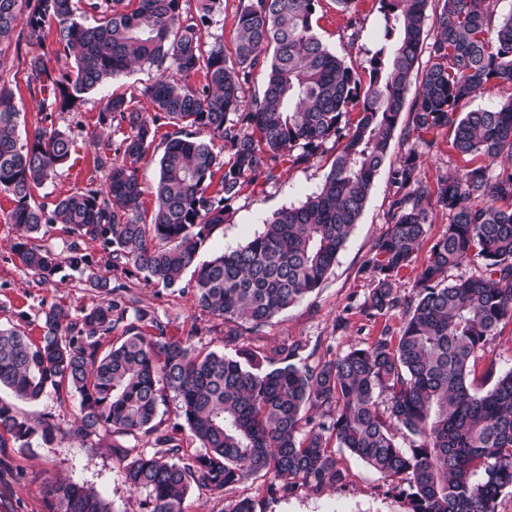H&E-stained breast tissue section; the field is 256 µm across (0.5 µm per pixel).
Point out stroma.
I'll use <instances>...</instances> for the list:
<instances>
[{
	"label": "stroma",
	"mask_w": 512,
	"mask_h": 512,
	"mask_svg": "<svg viewBox=\"0 0 512 512\" xmlns=\"http://www.w3.org/2000/svg\"><path fill=\"white\" fill-rule=\"evenodd\" d=\"M359 29L348 28L344 13L334 0H320L315 18V31L332 52L343 55L349 65L359 68L380 48L384 31L378 0H358ZM153 69H135L120 74L103 88L88 94L73 111L53 115L57 127L70 133L75 151L72 165L58 171L37 193L36 199L49 203L84 186L88 180L104 184L103 172L94 168V144L107 140L110 130L102 126L99 113L108 97L135 95L141 107L148 99L141 92L156 77ZM26 72L17 62L0 70V85L12 89L20 112L19 127L32 129L40 110L38 98L30 95L25 85ZM335 147L329 146L306 165L283 169L276 184L264 190L245 192L233 202L225 221L203 245L199 258L246 244L277 210L297 205L317 192L335 158ZM468 162L457 156L448 144L447 135H439L434 147L422 157L421 175L428 183L461 172ZM391 195L389 170L376 174L365 208L331 274L320 288L273 318L271 323L254 332L238 325L237 338H229L228 325L198 307L187 287L193 282L184 274L183 289H163L143 280L113 272L112 277L124 283L121 293L127 310L141 307L153 311L162 324L166 337L190 338L196 349L235 355L244 346L271 350L283 345L302 343L314 350L316 359H331L349 349L371 343L382 332L397 334L402 323L400 312L368 318L359 310L370 288L363 270L376 239L385 231ZM14 207L10 197L0 195V326H18L35 337L40 333L38 316L41 307L54 303L64 305L72 315L95 303L94 295L83 288L80 277L69 268H61L54 284L36 285L32 275L14 253L18 238L16 227L8 222ZM0 401L31 423L50 417L60 428L56 440L45 444L32 439L28 447L8 442L0 447V512H46L44 486L53 478L83 484L102 496L111 512H144L145 493L135 492L123 482L118 458L100 448H90L70 436L69 430L79 414V399L71 393H47L39 401L27 403L0 392ZM336 456L348 477L343 485L313 492L299 488L293 495L280 498L267 492L268 478L250 477L225 491L211 494L203 488H191L183 503L184 512H224L229 501L248 497L254 500L256 512H406L403 498L388 491L381 476L346 450Z\"/></svg>",
	"instance_id": "stroma-1"
}]
</instances>
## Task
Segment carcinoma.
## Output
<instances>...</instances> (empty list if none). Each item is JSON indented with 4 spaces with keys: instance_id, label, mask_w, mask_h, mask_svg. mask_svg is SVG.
<instances>
[{
    "instance_id": "1",
    "label": "carcinoma",
    "mask_w": 512,
    "mask_h": 512,
    "mask_svg": "<svg viewBox=\"0 0 512 512\" xmlns=\"http://www.w3.org/2000/svg\"><path fill=\"white\" fill-rule=\"evenodd\" d=\"M319 2L240 0L228 48L221 39L206 47L199 35L221 0H196L194 13L182 0H0V67L12 45L40 49L26 68V86L41 104L31 136L20 139L13 93L0 86V194L14 202L15 251L37 284L53 281L64 263L99 297L78 317L59 304L43 309L36 338L0 327V389L28 402L50 389L78 395L70 434L112 449L124 483L147 493V512H183L192 487L222 493L254 475L269 477L267 491L283 498L301 487H334L347 475L333 440L389 482L408 512H496L498 498L512 491V370L496 372L490 358L477 371L499 324L512 321V168H497L502 154L512 156V101L460 107L492 82L512 84V12L497 14L489 0H379L383 44L359 72L314 31ZM89 14L92 23L83 19ZM61 55L74 61L64 74L51 66ZM135 65L159 71L143 90L152 113L133 95L106 100L100 123L122 133L94 160L106 187L90 182L50 209L37 203L35 191L73 151L70 136L51 126L53 113ZM259 71L261 95L248 100ZM403 112L409 120L400 131ZM161 127L166 143L148 220L137 170ZM444 129L457 155L483 164L432 186L418 158ZM202 132L222 139L224 153ZM397 132L406 150L390 168L388 227L363 265L371 288L360 311L374 318L402 310L398 335L296 364L299 344L228 357L147 335L142 324L161 325L139 309L136 323L101 350L126 313L112 299L122 288L114 271L168 289L192 268L202 310L256 330L320 287ZM330 140L336 157L317 193L275 212L244 246L197 263L245 188L278 181L283 168L307 163ZM432 203L451 221L406 297L400 274L427 237ZM48 224L72 237L62 262L33 243ZM86 241L99 243L103 256L87 253ZM474 261L482 273L460 272ZM166 391L203 448L187 462L177 437L156 421ZM314 405L327 408L330 421L305 416ZM400 431L407 448L395 440ZM5 433L24 448L35 436L52 443L59 427L51 417L33 426L0 403V445ZM141 433L154 435L160 451L134 454L113 442ZM45 501L48 512H111L89 489L60 478L46 485Z\"/></svg>"
}]
</instances>
